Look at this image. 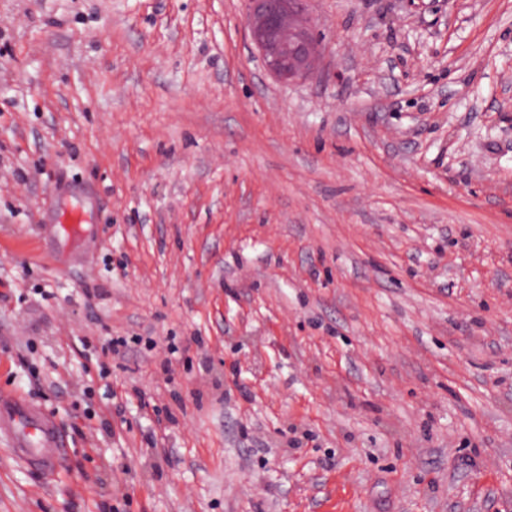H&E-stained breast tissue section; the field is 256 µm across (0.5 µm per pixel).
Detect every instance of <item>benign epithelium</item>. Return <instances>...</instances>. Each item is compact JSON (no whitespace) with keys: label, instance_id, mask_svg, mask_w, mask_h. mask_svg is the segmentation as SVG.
<instances>
[{"label":"benign epithelium","instance_id":"benign-epithelium-1","mask_svg":"<svg viewBox=\"0 0 512 512\" xmlns=\"http://www.w3.org/2000/svg\"><path fill=\"white\" fill-rule=\"evenodd\" d=\"M246 29L272 76L289 81L314 68L320 44L310 0H244Z\"/></svg>","mask_w":512,"mask_h":512}]
</instances>
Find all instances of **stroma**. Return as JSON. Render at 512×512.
<instances>
[{
	"label": "stroma",
	"mask_w": 512,
	"mask_h": 512,
	"mask_svg": "<svg viewBox=\"0 0 512 512\" xmlns=\"http://www.w3.org/2000/svg\"><path fill=\"white\" fill-rule=\"evenodd\" d=\"M311 5L0 0V512H512V0ZM246 29L272 76L289 81L314 68L320 44L309 12L310 0H244ZM0 437L29 467L53 471L67 447L53 418L15 393L0 392Z\"/></svg>",
	"instance_id": "stroma-1"
}]
</instances>
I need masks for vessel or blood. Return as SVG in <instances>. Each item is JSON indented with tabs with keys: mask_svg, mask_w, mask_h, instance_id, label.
I'll return each mask as SVG.
<instances>
[{
	"mask_svg": "<svg viewBox=\"0 0 512 512\" xmlns=\"http://www.w3.org/2000/svg\"><path fill=\"white\" fill-rule=\"evenodd\" d=\"M0 437L29 467L53 471L67 443L53 418L21 395L0 392Z\"/></svg>",
	"mask_w": 512,
	"mask_h": 512,
	"instance_id": "b4317fda",
	"label": "vessel or blood"
}]
</instances>
